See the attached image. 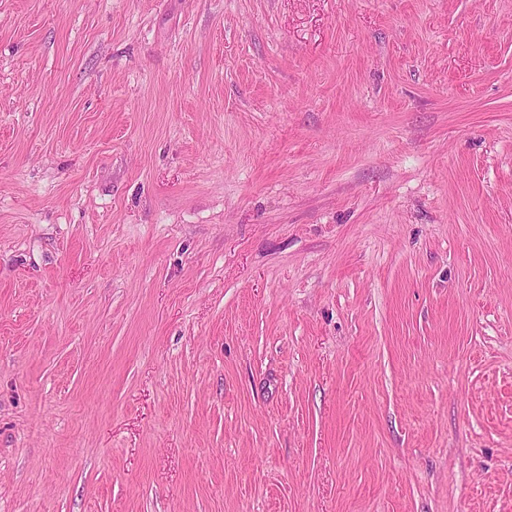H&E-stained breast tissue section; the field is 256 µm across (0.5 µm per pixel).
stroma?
I'll list each match as a JSON object with an SVG mask.
<instances>
[{
  "instance_id": "1",
  "label": "stroma",
  "mask_w": 512,
  "mask_h": 512,
  "mask_svg": "<svg viewBox=\"0 0 512 512\" xmlns=\"http://www.w3.org/2000/svg\"><path fill=\"white\" fill-rule=\"evenodd\" d=\"M0 512H512V0H0Z\"/></svg>"
}]
</instances>
